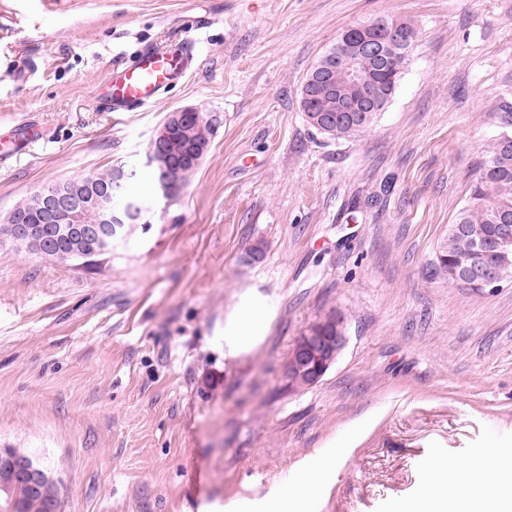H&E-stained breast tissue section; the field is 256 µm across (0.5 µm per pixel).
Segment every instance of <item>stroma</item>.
Instances as JSON below:
<instances>
[{"label": "stroma", "mask_w": 512, "mask_h": 512, "mask_svg": "<svg viewBox=\"0 0 512 512\" xmlns=\"http://www.w3.org/2000/svg\"><path fill=\"white\" fill-rule=\"evenodd\" d=\"M384 15L411 19V60L368 129L324 139L301 85ZM189 42L185 81L108 111L113 63ZM186 106L217 120L208 152L96 267L0 242V446L65 512L259 498L328 448L316 512H401L434 455L499 482L512 462L483 451L512 448V281L466 290L432 262L512 113V0H0V130L38 137L0 163V219L42 186L143 167ZM253 286L270 331L225 358L215 338ZM331 314L336 363L289 388L296 339Z\"/></svg>", "instance_id": "35a3bbf8"}]
</instances>
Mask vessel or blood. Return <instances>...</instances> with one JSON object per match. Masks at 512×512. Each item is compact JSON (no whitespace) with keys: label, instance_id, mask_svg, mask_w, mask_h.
<instances>
[{"label":"vessel or blood","instance_id":"b4317fda","mask_svg":"<svg viewBox=\"0 0 512 512\" xmlns=\"http://www.w3.org/2000/svg\"><path fill=\"white\" fill-rule=\"evenodd\" d=\"M196 58L191 45L143 51L134 66L114 65L110 74V111L154 103L162 89L184 79Z\"/></svg>","mask_w":512,"mask_h":512}]
</instances>
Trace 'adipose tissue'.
I'll return each mask as SVG.
<instances>
[{"label":"adipose tissue","instance_id":"obj_1","mask_svg":"<svg viewBox=\"0 0 512 512\" xmlns=\"http://www.w3.org/2000/svg\"><path fill=\"white\" fill-rule=\"evenodd\" d=\"M275 313L266 296L250 290L224 319V354L229 358L257 347L267 336ZM430 478L419 496L403 512H488L512 496V472L505 473L498 491H490L479 478L463 479L458 468L438 460L428 464ZM335 458L315 455L298 476L272 488L260 500L236 505H213L204 512H289L290 505L307 503L323 492L325 481L335 475Z\"/></svg>","mask_w":512,"mask_h":512}]
</instances>
